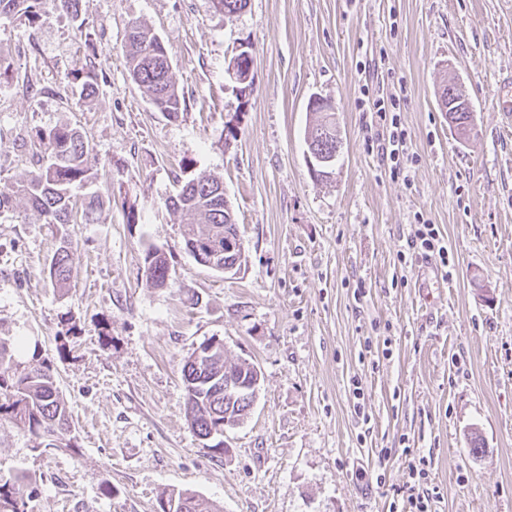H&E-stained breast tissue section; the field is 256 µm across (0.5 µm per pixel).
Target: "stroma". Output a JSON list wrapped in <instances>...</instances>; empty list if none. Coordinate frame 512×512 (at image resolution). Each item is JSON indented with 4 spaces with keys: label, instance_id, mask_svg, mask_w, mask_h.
Returning a JSON list of instances; mask_svg holds the SVG:
<instances>
[{
    "label": "stroma",
    "instance_id": "stroma-1",
    "mask_svg": "<svg viewBox=\"0 0 512 512\" xmlns=\"http://www.w3.org/2000/svg\"><path fill=\"white\" fill-rule=\"evenodd\" d=\"M41 13L0 21V187L34 170L25 142L67 125L104 203L88 224L43 223L20 197L0 216V336L51 366L71 417L58 448L0 426V476L32 477L28 512H157L173 489L221 512H411L413 496L430 512H512V112L498 103L512 0H249L232 17L212 0H82L76 18L43 0ZM132 22L169 48L179 119L130 76ZM243 46L244 108L228 74ZM91 59L89 96L73 72ZM450 81L471 104L466 139L439 107ZM316 96L342 139L324 180L305 142ZM382 98L415 157L405 179L382 159ZM184 162L224 181L236 273L185 249L165 205ZM425 222L447 267L410 247ZM65 241L77 269L58 288L46 267ZM151 246L168 287L143 276ZM212 337L261 374L221 454L191 431L182 379ZM143 272L150 285L156 288L167 287L172 276L166 253L160 248L149 247L144 256Z\"/></svg>",
    "mask_w": 512,
    "mask_h": 512
}]
</instances>
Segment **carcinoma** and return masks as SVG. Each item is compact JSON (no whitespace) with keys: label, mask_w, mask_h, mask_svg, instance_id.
<instances>
[{"label":"carcinoma","mask_w":512,"mask_h":512,"mask_svg":"<svg viewBox=\"0 0 512 512\" xmlns=\"http://www.w3.org/2000/svg\"><path fill=\"white\" fill-rule=\"evenodd\" d=\"M249 0H213L216 10L228 17L238 14ZM42 0H0V17L17 13L35 21ZM126 53L132 79L148 96L152 107L169 119L184 111L171 72L169 49L151 28L133 24L126 34ZM38 167L13 189H0V213L10 209L13 198L25 197L46 224H75L87 220L93 201L77 202L72 187L94 178L88 158L90 148L82 135L68 126L55 127L38 136ZM176 194L166 205L181 213L185 248L191 256L211 249L214 266L224 268V232L237 226L224 209V183L211 174L189 179L175 176ZM51 282L65 287L75 273L72 247L64 242L54 252L47 268ZM146 281L164 288L171 280L166 253L154 246L144 256ZM200 356L190 354L182 368L186 417L194 434L224 452V365L241 373L244 366L224 360V341L210 338L199 345ZM9 425L52 448L70 428V413L60 395L51 366L25 365L15 359L11 340L0 337V425ZM33 496L32 478L24 472L0 476V512H27ZM160 512H213V508L187 491L161 496Z\"/></svg>","instance_id":"obj_1"}]
</instances>
